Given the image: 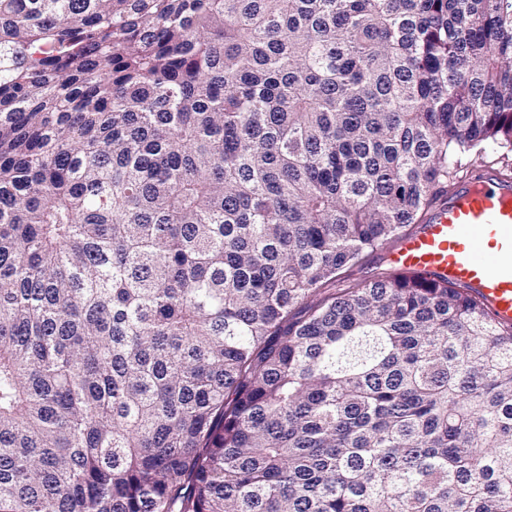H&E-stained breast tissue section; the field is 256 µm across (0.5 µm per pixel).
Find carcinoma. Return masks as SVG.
I'll use <instances>...</instances> for the list:
<instances>
[{
	"mask_svg": "<svg viewBox=\"0 0 512 512\" xmlns=\"http://www.w3.org/2000/svg\"><path fill=\"white\" fill-rule=\"evenodd\" d=\"M511 146L512 0H0V512H512V324L354 277Z\"/></svg>",
	"mask_w": 512,
	"mask_h": 512,
	"instance_id": "carcinoma-1",
	"label": "carcinoma"
}]
</instances>
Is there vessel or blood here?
<instances>
[{
    "label": "vessel or blood",
    "instance_id": "1",
    "mask_svg": "<svg viewBox=\"0 0 512 512\" xmlns=\"http://www.w3.org/2000/svg\"><path fill=\"white\" fill-rule=\"evenodd\" d=\"M393 271L435 274L512 323V177L482 168L460 180L419 232L387 255Z\"/></svg>",
    "mask_w": 512,
    "mask_h": 512
}]
</instances>
